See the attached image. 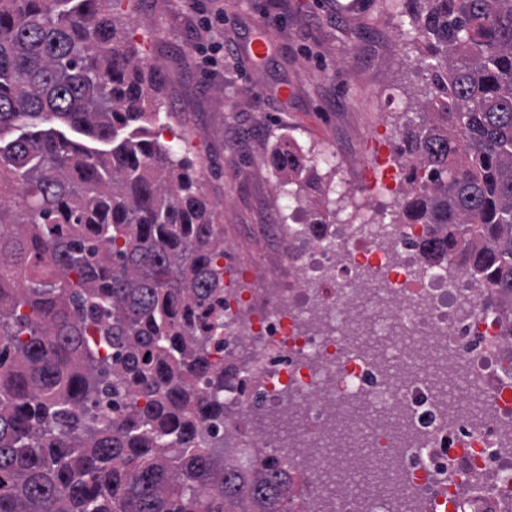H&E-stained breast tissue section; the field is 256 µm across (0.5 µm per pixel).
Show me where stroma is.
<instances>
[{
    "instance_id": "35a3bbf8",
    "label": "stroma",
    "mask_w": 512,
    "mask_h": 512,
    "mask_svg": "<svg viewBox=\"0 0 512 512\" xmlns=\"http://www.w3.org/2000/svg\"><path fill=\"white\" fill-rule=\"evenodd\" d=\"M224 24L204 31L213 0H122L114 15L145 63L159 71L163 99L152 131L202 171L229 250L224 287L247 294L240 273L271 242L263 227L291 212L271 166L291 144L309 159L336 151L337 167H317L309 197L328 201L341 224L357 223L371 199L338 187L357 168L383 159L378 198L395 214L405 189L395 152L424 86L417 51L386 0H223ZM270 39L264 64L242 47L257 31ZM224 46V63L200 64L198 45ZM288 96H281V89Z\"/></svg>"
}]
</instances>
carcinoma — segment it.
I'll use <instances>...</instances> for the list:
<instances>
[{
	"label": "carcinoma",
	"mask_w": 512,
	"mask_h": 512,
	"mask_svg": "<svg viewBox=\"0 0 512 512\" xmlns=\"http://www.w3.org/2000/svg\"><path fill=\"white\" fill-rule=\"evenodd\" d=\"M118 2L0 0V135L30 128L0 145V512H286L292 463L251 481L240 448L224 468V237L190 161L145 127L161 87ZM402 7L426 85L392 223L427 226L425 264L512 300V0ZM55 120L112 148L38 129ZM271 165L314 231L308 160Z\"/></svg>",
	"instance_id": "carcinoma-1"
}]
</instances>
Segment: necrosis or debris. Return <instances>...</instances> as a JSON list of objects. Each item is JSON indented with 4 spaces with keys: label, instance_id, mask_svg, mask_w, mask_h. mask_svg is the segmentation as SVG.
Segmentation results:
<instances>
[{
    "label": "necrosis or debris",
    "instance_id": "1",
    "mask_svg": "<svg viewBox=\"0 0 512 512\" xmlns=\"http://www.w3.org/2000/svg\"><path fill=\"white\" fill-rule=\"evenodd\" d=\"M422 235L273 225L229 301L224 436L300 455L291 512H512V336Z\"/></svg>",
    "mask_w": 512,
    "mask_h": 512
}]
</instances>
